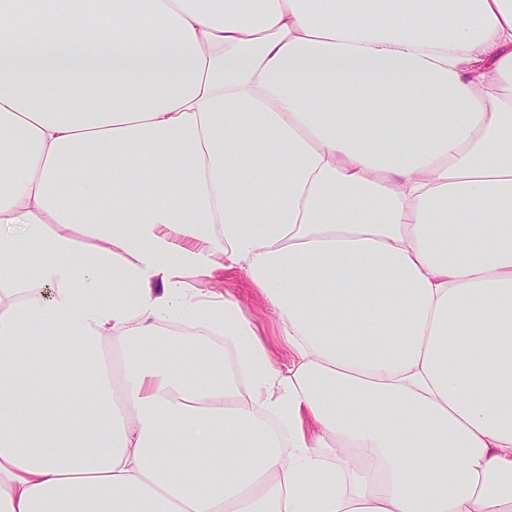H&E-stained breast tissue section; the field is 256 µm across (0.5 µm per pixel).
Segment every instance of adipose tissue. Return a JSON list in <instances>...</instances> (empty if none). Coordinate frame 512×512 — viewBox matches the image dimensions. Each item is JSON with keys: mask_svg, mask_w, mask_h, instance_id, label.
<instances>
[{"mask_svg": "<svg viewBox=\"0 0 512 512\" xmlns=\"http://www.w3.org/2000/svg\"><path fill=\"white\" fill-rule=\"evenodd\" d=\"M1 138L0 512H512V0H0ZM203 288H222L238 301L243 315L248 318L258 335L267 344L272 358L281 366L288 365L293 354L279 336L276 318L261 293L254 288L244 272L237 267L224 269L216 279L205 281Z\"/></svg>", "mask_w": 512, "mask_h": 512, "instance_id": "obj_1", "label": "adipose tissue"}]
</instances>
